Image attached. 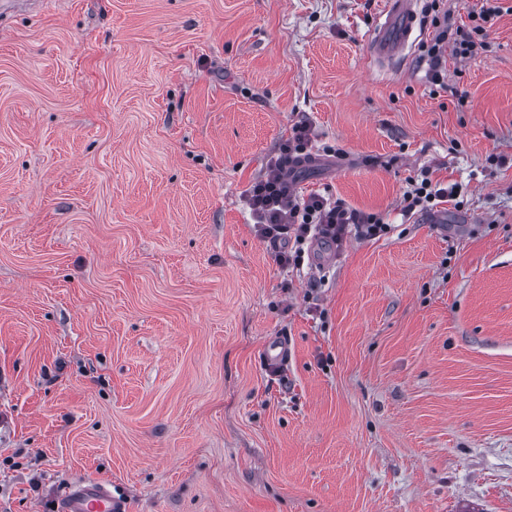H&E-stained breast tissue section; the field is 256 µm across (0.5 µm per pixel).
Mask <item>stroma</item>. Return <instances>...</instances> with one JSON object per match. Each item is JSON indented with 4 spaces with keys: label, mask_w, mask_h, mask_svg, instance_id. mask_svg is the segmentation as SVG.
Returning a JSON list of instances; mask_svg holds the SVG:
<instances>
[{
    "label": "stroma",
    "mask_w": 512,
    "mask_h": 512,
    "mask_svg": "<svg viewBox=\"0 0 512 512\" xmlns=\"http://www.w3.org/2000/svg\"><path fill=\"white\" fill-rule=\"evenodd\" d=\"M382 8L0 18V512L88 479L125 512H512V14L435 89L370 61ZM302 118L334 151L297 192L391 230L292 271L243 193ZM425 172L462 205L404 215Z\"/></svg>",
    "instance_id": "35a3bbf8"
}]
</instances>
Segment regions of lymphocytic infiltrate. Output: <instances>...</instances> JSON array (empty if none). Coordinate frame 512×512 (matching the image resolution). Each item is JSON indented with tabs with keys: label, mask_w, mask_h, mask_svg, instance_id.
Segmentation results:
<instances>
[{
	"label": "lymphocytic infiltrate",
	"mask_w": 512,
	"mask_h": 512,
	"mask_svg": "<svg viewBox=\"0 0 512 512\" xmlns=\"http://www.w3.org/2000/svg\"><path fill=\"white\" fill-rule=\"evenodd\" d=\"M444 0H429L425 21L433 30L429 42L422 44L420 57L428 63L427 80L435 87L447 85V56L460 59L487 48L488 30L503 12L502 0H481L477 12L470 16L467 27L453 26ZM311 124L302 119L295 122L291 134L281 145L277 158L268 161L266 172L253 180L244 193V201L254 220L257 235L282 243L275 256L279 266L299 267L305 244L313 239L340 245L350 233L374 239L389 230L382 217L347 206L346 203L318 194L298 195L288 179L290 161L306 156L312 145ZM457 184L442 185L429 177L412 181L403 194L405 212H429L439 204L456 199Z\"/></svg>",
	"instance_id": "f902f5d3"
}]
</instances>
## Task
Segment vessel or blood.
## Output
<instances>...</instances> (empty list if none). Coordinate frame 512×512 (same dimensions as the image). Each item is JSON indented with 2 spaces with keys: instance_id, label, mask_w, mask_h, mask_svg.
<instances>
[{
  "instance_id": "b4317fda",
  "label": "vessel or blood",
  "mask_w": 512,
  "mask_h": 512,
  "mask_svg": "<svg viewBox=\"0 0 512 512\" xmlns=\"http://www.w3.org/2000/svg\"><path fill=\"white\" fill-rule=\"evenodd\" d=\"M418 30L416 0H387L370 41L371 59L379 63H400L414 45ZM55 512H124V505L104 484L88 480L60 496Z\"/></svg>"
}]
</instances>
